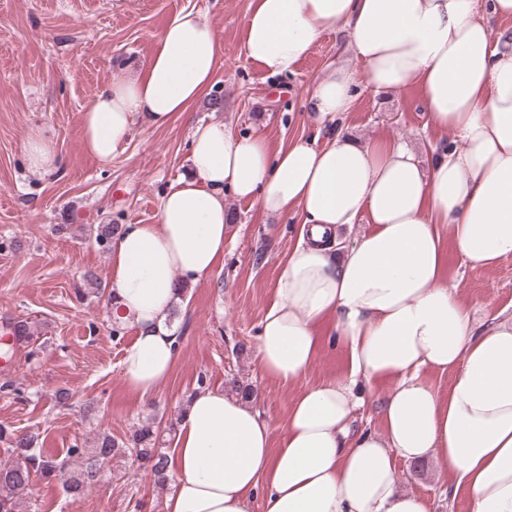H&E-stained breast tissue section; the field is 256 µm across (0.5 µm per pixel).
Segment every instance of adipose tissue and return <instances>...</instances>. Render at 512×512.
Wrapping results in <instances>:
<instances>
[{
    "label": "adipose tissue",
    "instance_id": "ef3b65f1",
    "mask_svg": "<svg viewBox=\"0 0 512 512\" xmlns=\"http://www.w3.org/2000/svg\"><path fill=\"white\" fill-rule=\"evenodd\" d=\"M336 27L363 71L340 66L315 81L318 123L341 122L362 88L415 85L432 124L457 143L426 165L412 145L381 135L339 132L274 152L262 134L224 121L194 125L190 172L162 195L157 223L125 225L112 240L108 294L137 329L121 361L125 385L145 395L171 372L169 316L180 284L224 257L229 194L301 222L260 323L263 373L299 381L329 345L345 350L348 368L301 393L276 449L253 404L220 389L190 395L165 510L427 512L396 463L434 459L455 475L469 512H512V315L476 321L443 275L449 239L474 267L512 255V41L494 40L479 0H250L245 52L285 76ZM221 55L208 15L181 10L142 73L97 91L82 114L86 152L110 164L136 125L162 128L192 111ZM23 158L38 173L62 162L40 129ZM359 222L352 242L339 239ZM429 370L454 371L447 397L425 380ZM385 379L382 429L353 428L365 386Z\"/></svg>",
    "mask_w": 512,
    "mask_h": 512
}]
</instances>
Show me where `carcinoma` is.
Returning a JSON list of instances; mask_svg holds the SVG:
<instances>
[{"label": "carcinoma", "mask_w": 512, "mask_h": 512, "mask_svg": "<svg viewBox=\"0 0 512 512\" xmlns=\"http://www.w3.org/2000/svg\"><path fill=\"white\" fill-rule=\"evenodd\" d=\"M121 224H104L99 227L97 244L107 249L112 238L122 231ZM0 439L9 441L14 460L0 464V512H19V502L15 493L28 488L32 477L39 475L49 479L58 474L68 473L65 491L74 496H82L102 478L108 464L116 456L129 457L139 465L149 469L158 482L167 480L170 458L156 447L158 435L152 425H143L127 439L103 436L93 448H72L70 455L80 459L75 471H68V463L42 455L36 451L34 436L15 437L0 428Z\"/></svg>", "instance_id": "carcinoma-1"}]
</instances>
